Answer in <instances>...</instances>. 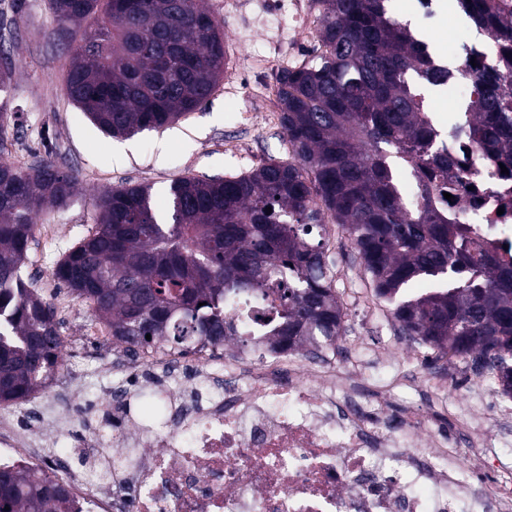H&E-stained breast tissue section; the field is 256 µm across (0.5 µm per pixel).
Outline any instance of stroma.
<instances>
[{"instance_id": "stroma-1", "label": "stroma", "mask_w": 512, "mask_h": 512, "mask_svg": "<svg viewBox=\"0 0 512 512\" xmlns=\"http://www.w3.org/2000/svg\"><path fill=\"white\" fill-rule=\"evenodd\" d=\"M225 0H204L224 29V77L209 102L160 129L131 137V150L118 151V141L94 127L68 98L65 74L70 45L53 22L48 0H0V47L10 56L13 76L7 94L6 134L0 160L29 170L49 157L57 167L77 174L78 188L67 204L41 212L29 242L23 272L33 288L56 310L59 332L67 336L64 363L78 371L77 385L91 395L103 384L96 367L105 356L93 331L100 320L91 305L60 286L53 275L57 263L96 227V197L122 184H148L164 193L183 175L228 177L271 160H288L286 135L274 120L276 71L262 62L274 59L291 68L316 61L320 48L315 29L292 23V0H248V24L224 12ZM448 0H432L423 11L418 0H389L399 21L425 33L439 61L456 66L448 42L468 25ZM329 256L337 273L336 291L345 312V333L330 353L349 356L354 340L374 342L378 360L353 372L389 381L401 373L418 374L413 388L395 391L394 403H415L440 420L451 416L482 418L489 452L503 473L512 472V433L497 435L494 416L472 398L477 375L462 358L434 356L430 349L401 336L390 306L372 313L363 301L372 286L361 260L344 233H336Z\"/></svg>"}]
</instances>
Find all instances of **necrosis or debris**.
I'll use <instances>...</instances> for the list:
<instances>
[{"label": "necrosis or debris", "instance_id": "4bbe7bcc", "mask_svg": "<svg viewBox=\"0 0 512 512\" xmlns=\"http://www.w3.org/2000/svg\"><path fill=\"white\" fill-rule=\"evenodd\" d=\"M448 86L469 98L498 61L478 46ZM448 216L512 257V173L475 148L455 146ZM101 390L78 412L81 448L95 466L77 471L50 451L60 424L0 413V466L62 484L75 512H512V478L462 466L479 455L478 424L445 427L412 406L391 414L387 392L366 395L342 364L299 354L200 355L158 348L129 363H100ZM149 387L166 411L157 425L131 410Z\"/></svg>", "mask_w": 512, "mask_h": 512}]
</instances>
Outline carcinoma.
I'll use <instances>...</instances> for the list:
<instances>
[{
    "mask_svg": "<svg viewBox=\"0 0 512 512\" xmlns=\"http://www.w3.org/2000/svg\"><path fill=\"white\" fill-rule=\"evenodd\" d=\"M124 2L49 0L73 35L67 94L113 137L196 110L224 76V31L203 0H145V23L125 16ZM387 2L320 0L319 62L276 79L291 160L177 178L161 206L143 184L100 195L95 231L54 275L113 338L182 351L232 336L244 348L336 344L344 311L322 235L336 224L402 335L470 359L512 393V261L436 205L448 191V145L512 161V14L500 0H455L500 58L475 84L471 121L439 129L425 90L448 86L451 69ZM77 185L50 161L27 173L0 161L1 403L44 385L63 362L54 309L22 267L39 213ZM421 279L430 290L410 293ZM263 302L262 329L244 328L240 315ZM68 508L51 480L0 468V512Z\"/></svg>",
    "mask_w": 512,
    "mask_h": 512,
    "instance_id": "carcinoma-1",
    "label": "carcinoma"
}]
</instances>
